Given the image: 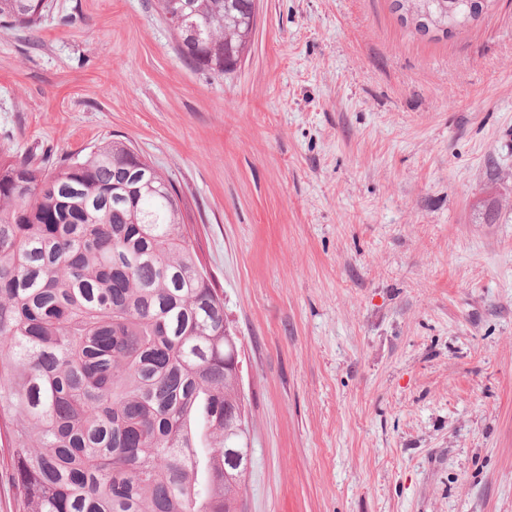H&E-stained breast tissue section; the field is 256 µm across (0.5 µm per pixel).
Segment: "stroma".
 <instances>
[{
  "label": "stroma",
  "instance_id": "stroma-1",
  "mask_svg": "<svg viewBox=\"0 0 512 512\" xmlns=\"http://www.w3.org/2000/svg\"><path fill=\"white\" fill-rule=\"evenodd\" d=\"M119 138L172 181L241 341L244 512H512V0H257L218 75L153 0L0 26V148ZM492 0H392V8L397 13L402 22H407L409 14L412 13L411 19L415 23V29L418 32L427 34L425 25L417 21H428L429 17L432 21L439 20L448 26V20H456L459 22L454 30L445 31L438 30L443 36H448L459 32L468 25L477 20L490 6ZM459 30V31H458Z\"/></svg>",
  "mask_w": 512,
  "mask_h": 512
}]
</instances>
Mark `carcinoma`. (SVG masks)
<instances>
[{"label": "carcinoma", "instance_id": "carcinoma-1", "mask_svg": "<svg viewBox=\"0 0 512 512\" xmlns=\"http://www.w3.org/2000/svg\"><path fill=\"white\" fill-rule=\"evenodd\" d=\"M492 0H392L459 22ZM178 53L241 60L256 0H155ZM48 0H0L32 29ZM175 187L123 141L52 171L0 150V468L14 512H242L250 420L224 319Z\"/></svg>", "mask_w": 512, "mask_h": 512}]
</instances>
